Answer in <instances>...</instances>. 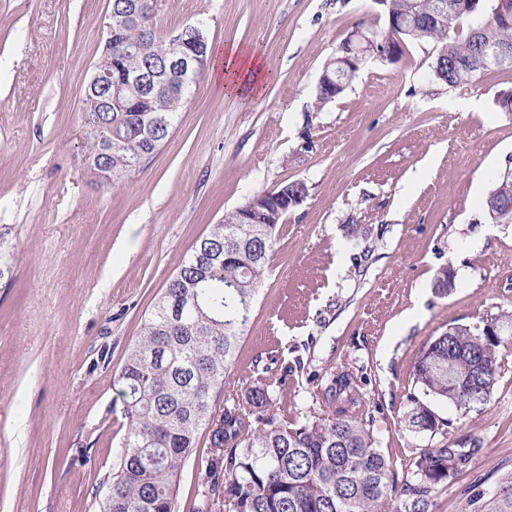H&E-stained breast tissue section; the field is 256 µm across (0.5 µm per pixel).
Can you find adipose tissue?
Here are the masks:
<instances>
[{"label": "adipose tissue", "instance_id": "1", "mask_svg": "<svg viewBox=\"0 0 512 512\" xmlns=\"http://www.w3.org/2000/svg\"><path fill=\"white\" fill-rule=\"evenodd\" d=\"M210 77L223 85L225 94L235 97L259 93L267 79L257 56L242 54L234 47L213 55Z\"/></svg>", "mask_w": 512, "mask_h": 512}]
</instances>
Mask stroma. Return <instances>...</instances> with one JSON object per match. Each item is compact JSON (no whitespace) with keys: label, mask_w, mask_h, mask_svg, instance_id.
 <instances>
[{"label":"stroma","mask_w":512,"mask_h":512,"mask_svg":"<svg viewBox=\"0 0 512 512\" xmlns=\"http://www.w3.org/2000/svg\"><path fill=\"white\" fill-rule=\"evenodd\" d=\"M109 0H0V512H100L93 487L126 428L113 385L141 323L196 239L247 198L298 180L253 319L227 379L239 395L271 363L273 398L303 423L328 372L359 381L366 427L396 483L417 451L475 446L473 476L512 464V345L491 400L433 436L401 420L413 366L455 324L512 314V224L484 200L512 167V68L451 87L433 48L367 59L325 107L316 86L355 28L383 30L373 0H157L167 34L204 21L213 48L261 51L262 95L230 98L202 77L146 166L117 186L84 163V95ZM450 267L456 286L433 282ZM208 441L185 465L178 512L205 477Z\"/></svg>","instance_id":"35a3bbf8"}]
</instances>
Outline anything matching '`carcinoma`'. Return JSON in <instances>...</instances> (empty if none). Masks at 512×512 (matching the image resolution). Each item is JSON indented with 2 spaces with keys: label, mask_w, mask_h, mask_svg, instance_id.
Masks as SVG:
<instances>
[{
  "label": "carcinoma",
  "mask_w": 512,
  "mask_h": 512,
  "mask_svg": "<svg viewBox=\"0 0 512 512\" xmlns=\"http://www.w3.org/2000/svg\"><path fill=\"white\" fill-rule=\"evenodd\" d=\"M109 0L112 47L103 49L98 70L154 76L164 87L140 94L123 86L112 111L88 112L93 132L86 144L92 165L116 186L136 171L168 138L177 112L196 82L144 50L157 38L153 0ZM388 0L380 10L390 34L404 44H430L432 71L450 86L465 85L490 67H512V0ZM496 48L508 61L480 65ZM316 102L342 93L336 63L324 67ZM512 200V174L498 176L485 202L496 224H512V211L495 207ZM240 207L225 212L193 245L189 257L145 316L113 384L120 386L127 420L118 460L100 483L102 512H177L182 469L196 452L200 431L208 432L209 456L199 504L192 512H436L449 484L470 473L478 448H423L412 476L395 503L393 466L366 428L349 372L332 373L323 392L326 410L296 425L274 410L272 384H254L241 402L226 390V374L249 326L274 253L277 225L248 224ZM498 346L464 326L441 333L420 352L413 378L422 397L411 398L403 419L414 434L435 435L445 421L433 402L465 412L486 404L500 376ZM225 399L215 415L211 406ZM477 478L466 488V512H512V469L488 489Z\"/></svg>",
  "instance_id": "obj_1"
}]
</instances>
